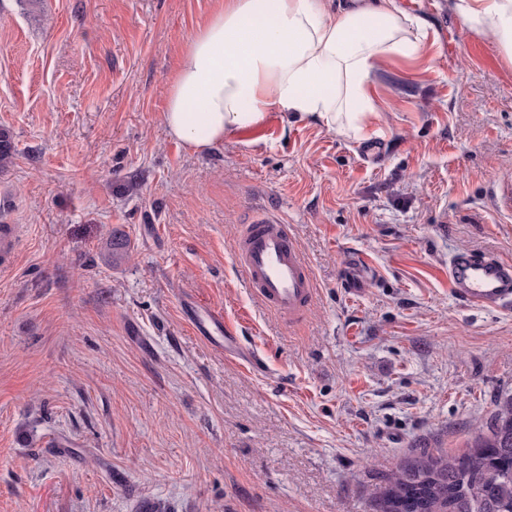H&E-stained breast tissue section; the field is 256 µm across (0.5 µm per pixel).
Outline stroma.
I'll list each match as a JSON object with an SVG mask.
<instances>
[{
	"label": "stroma",
	"mask_w": 512,
	"mask_h": 512,
	"mask_svg": "<svg viewBox=\"0 0 512 512\" xmlns=\"http://www.w3.org/2000/svg\"><path fill=\"white\" fill-rule=\"evenodd\" d=\"M427 2L398 0L430 46L379 72L365 137L282 117L195 153L165 88L217 0H0V512H372L396 462L462 452L512 398V306L448 282L460 249L512 261V64ZM261 218L311 268L301 320L250 292ZM189 321L197 334L219 338L221 343H224V350L236 347L238 342L236 330L231 324L224 321V312L221 309L208 308L194 312ZM213 331L219 333L220 336H213Z\"/></svg>",
	"instance_id": "stroma-1"
}]
</instances>
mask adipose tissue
Here are the masks:
<instances>
[{
    "instance_id": "1",
    "label": "adipose tissue",
    "mask_w": 512,
    "mask_h": 512,
    "mask_svg": "<svg viewBox=\"0 0 512 512\" xmlns=\"http://www.w3.org/2000/svg\"><path fill=\"white\" fill-rule=\"evenodd\" d=\"M512 63V0H449ZM430 24L397 0H221L189 36L167 86L168 134L203 152L274 110L341 135L380 111L377 72L423 55Z\"/></svg>"
}]
</instances>
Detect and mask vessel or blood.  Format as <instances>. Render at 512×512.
Instances as JSON below:
<instances>
[{"mask_svg":"<svg viewBox=\"0 0 512 512\" xmlns=\"http://www.w3.org/2000/svg\"><path fill=\"white\" fill-rule=\"evenodd\" d=\"M237 254L257 298L291 320H298L310 306L314 281L296 240L287 225L264 221L250 224L240 236ZM448 279L455 296L472 307H491L512 300V263L476 258L468 250L455 252L448 262ZM190 322L202 336L218 333L225 348L236 347L235 328L222 310L194 313Z\"/></svg>","mask_w":512,"mask_h":512,"instance_id":"1","label":"vessel or blood"}]
</instances>
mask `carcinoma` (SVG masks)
<instances>
[{
    "mask_svg": "<svg viewBox=\"0 0 512 512\" xmlns=\"http://www.w3.org/2000/svg\"><path fill=\"white\" fill-rule=\"evenodd\" d=\"M106 247L115 262L129 242L114 234ZM373 512H512V398L498 405L487 432L466 452L423 453L396 463Z\"/></svg>",
    "mask_w": 512,
    "mask_h": 512,
    "instance_id": "cac0c4a2",
    "label": "carcinoma"
}]
</instances>
